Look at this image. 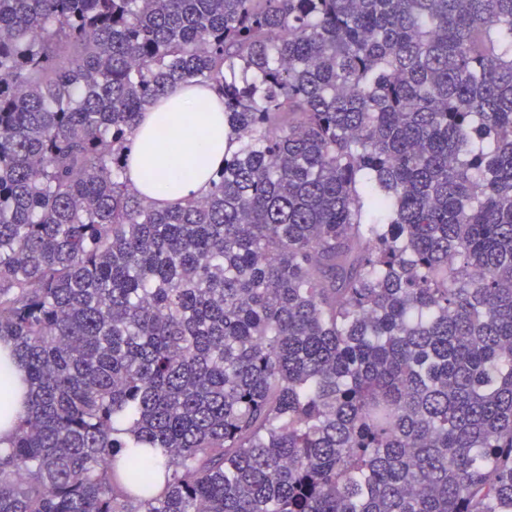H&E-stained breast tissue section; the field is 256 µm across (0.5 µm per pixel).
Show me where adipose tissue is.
Here are the masks:
<instances>
[{
    "label": "adipose tissue",
    "mask_w": 512,
    "mask_h": 512,
    "mask_svg": "<svg viewBox=\"0 0 512 512\" xmlns=\"http://www.w3.org/2000/svg\"><path fill=\"white\" fill-rule=\"evenodd\" d=\"M184 83L170 89L132 136L128 155L133 189L159 202L206 193L208 177L236 144L224 127V107Z\"/></svg>",
    "instance_id": "adipose-tissue-1"
}]
</instances>
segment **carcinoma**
Segmentation results:
<instances>
[{
    "mask_svg": "<svg viewBox=\"0 0 512 512\" xmlns=\"http://www.w3.org/2000/svg\"><path fill=\"white\" fill-rule=\"evenodd\" d=\"M2 338L0 512H512V0H0ZM203 97L208 107L199 106ZM164 124L158 127L160 115ZM170 141L179 149L169 155L168 170L155 172L158 159L168 150ZM236 149L224 129V107L217 98L188 83L180 84L149 112L131 137L129 149L132 188L159 202H183L206 193L208 177L222 164L224 153ZM6 363L13 380L17 381L18 385H20L21 391L17 395H9L11 415L8 418H2V415H0V446L3 448L9 445L13 437L14 430L11 424V418L14 420L26 414L30 401V392L27 387L21 385L20 382L21 378L26 374L24 368L14 357H8Z\"/></svg>",
    "mask_w": 512,
    "mask_h": 512,
    "instance_id": "cac0c4a2",
    "label": "carcinoma"
}]
</instances>
